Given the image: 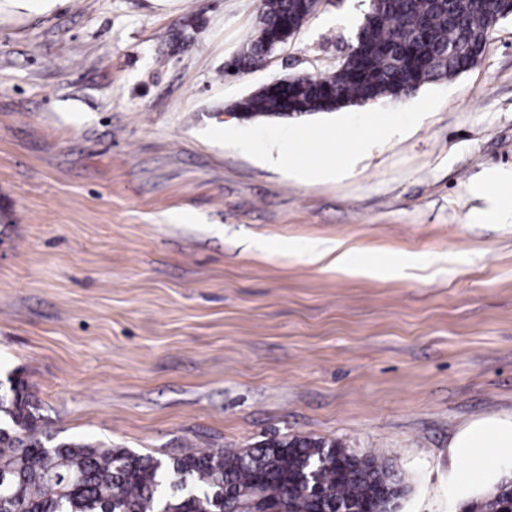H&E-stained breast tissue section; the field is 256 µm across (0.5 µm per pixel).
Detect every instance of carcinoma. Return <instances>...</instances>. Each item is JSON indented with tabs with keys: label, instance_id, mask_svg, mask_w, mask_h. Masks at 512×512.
Returning a JSON list of instances; mask_svg holds the SVG:
<instances>
[{
	"label": "carcinoma",
	"instance_id": "obj_1",
	"mask_svg": "<svg viewBox=\"0 0 512 512\" xmlns=\"http://www.w3.org/2000/svg\"><path fill=\"white\" fill-rule=\"evenodd\" d=\"M509 0H371L326 75L262 88L233 110L251 119L335 112L399 95L469 70ZM307 22L304 0H262L245 50L228 68L261 65L270 45ZM403 473L374 455L311 439L255 448H202L166 461L104 444L47 435L25 384L0 381V512H395ZM468 512H512V482Z\"/></svg>",
	"mask_w": 512,
	"mask_h": 512
}]
</instances>
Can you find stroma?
Here are the masks:
<instances>
[{
	"mask_svg": "<svg viewBox=\"0 0 512 512\" xmlns=\"http://www.w3.org/2000/svg\"><path fill=\"white\" fill-rule=\"evenodd\" d=\"M260 4L0 0V378L60 441L165 460L311 438L394 460L397 512H464L448 444L512 412V222L485 214L512 171V18L411 97L233 118L327 74L369 0H324L225 74ZM292 145L333 176L283 166Z\"/></svg>",
	"mask_w": 512,
	"mask_h": 512,
	"instance_id": "35a3bbf8",
	"label": "stroma"
}]
</instances>
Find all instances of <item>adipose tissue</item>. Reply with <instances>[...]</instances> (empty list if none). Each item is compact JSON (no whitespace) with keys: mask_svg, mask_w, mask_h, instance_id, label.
I'll list each match as a JSON object with an SVG mask.
<instances>
[{"mask_svg":"<svg viewBox=\"0 0 512 512\" xmlns=\"http://www.w3.org/2000/svg\"><path fill=\"white\" fill-rule=\"evenodd\" d=\"M512 477V414L462 426L448 445V497H480Z\"/></svg>","mask_w":512,"mask_h":512,"instance_id":"1","label":"adipose tissue"}]
</instances>
